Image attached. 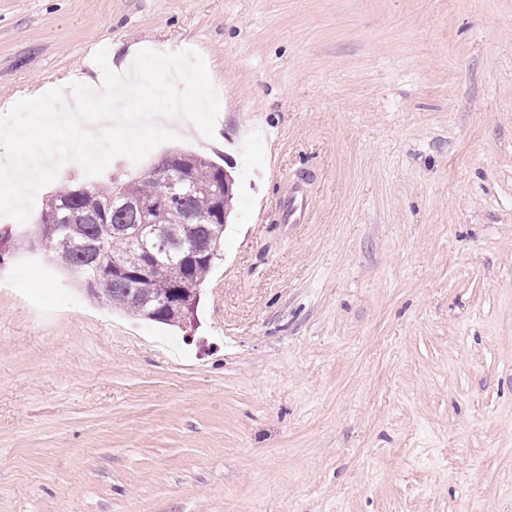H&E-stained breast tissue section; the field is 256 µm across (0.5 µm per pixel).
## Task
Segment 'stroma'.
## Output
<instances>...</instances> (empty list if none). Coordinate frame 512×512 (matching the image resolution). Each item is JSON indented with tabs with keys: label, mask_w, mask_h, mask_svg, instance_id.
<instances>
[{
	"label": "stroma",
	"mask_w": 512,
	"mask_h": 512,
	"mask_svg": "<svg viewBox=\"0 0 512 512\" xmlns=\"http://www.w3.org/2000/svg\"><path fill=\"white\" fill-rule=\"evenodd\" d=\"M136 44L221 140L63 183L231 163L224 244L180 328L0 266V512H512V0H0V113Z\"/></svg>",
	"instance_id": "stroma-1"
}]
</instances>
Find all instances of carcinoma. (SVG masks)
<instances>
[{
  "instance_id": "carcinoma-1",
  "label": "carcinoma",
  "mask_w": 512,
  "mask_h": 512,
  "mask_svg": "<svg viewBox=\"0 0 512 512\" xmlns=\"http://www.w3.org/2000/svg\"><path fill=\"white\" fill-rule=\"evenodd\" d=\"M188 159L190 180L199 190L179 196L170 194L164 180L150 175L138 181L88 185L79 192L70 186L61 187L45 202L32 225L42 250L55 254L59 241L68 234L97 244L98 256L77 252L72 266L103 280L96 299L115 310L141 314L140 300L147 293L159 295L177 290L196 294L213 266L212 259H200L189 266L172 260L164 274L143 288L129 277L112 275L114 256H125L131 266L139 263V241L126 232L144 224L146 219L164 226V237L173 250L179 248L186 235L221 248L224 220L215 213L214 192L224 189V167L198 155L190 154ZM74 213L81 215L82 220L71 221ZM186 214H194L202 221L180 223ZM149 320L178 327L184 317L173 306L157 312Z\"/></svg>"
}]
</instances>
